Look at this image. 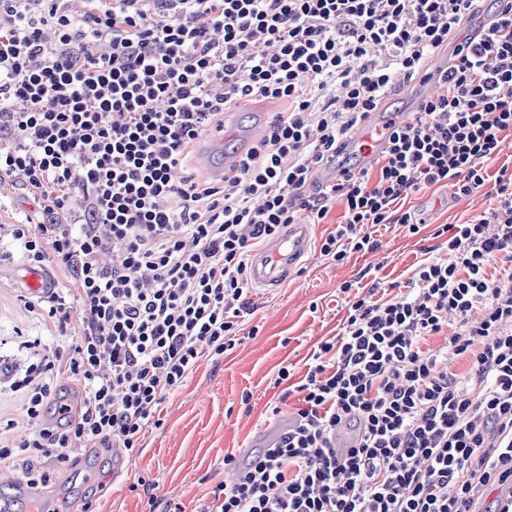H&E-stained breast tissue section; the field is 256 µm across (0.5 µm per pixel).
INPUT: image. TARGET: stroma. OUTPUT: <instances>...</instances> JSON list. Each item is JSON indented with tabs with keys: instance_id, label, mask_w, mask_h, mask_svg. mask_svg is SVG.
Masks as SVG:
<instances>
[{
	"instance_id": "35a3bbf8",
	"label": "stroma",
	"mask_w": 512,
	"mask_h": 512,
	"mask_svg": "<svg viewBox=\"0 0 512 512\" xmlns=\"http://www.w3.org/2000/svg\"><path fill=\"white\" fill-rule=\"evenodd\" d=\"M284 109L283 103L260 100L225 113V150L240 137L261 138L272 114ZM496 204L490 185L468 197L455 195L449 186L420 188L403 202L404 209L423 219L419 234L395 224L380 226L374 234L376 251L355 253L337 264L314 249L281 288L251 287L239 342L224 357L200 359L197 371L161 404V424L148 428L140 450L123 457L108 448L85 450L74 467L38 487L0 467V512H85L89 507L94 512H165L169 503L197 512L213 486L234 476L224 466L225 454L247 462L263 448L280 414L294 412L297 401L284 397L278 371L286 366L303 376L315 348L341 333L348 302L341 285L356 280L366 287L378 282L405 288L425 250L446 253L441 225L468 222ZM25 218L43 223L40 205L20 184L0 183V225ZM27 265L10 237L0 238V337L49 338L68 347L69 339L57 336L28 303L30 290L21 280ZM141 478L154 485L155 508H148L136 487Z\"/></svg>"
}]
</instances>
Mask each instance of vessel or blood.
Instances as JSON below:
<instances>
[{"instance_id": "obj_1", "label": "vessel or blood", "mask_w": 512, "mask_h": 512, "mask_svg": "<svg viewBox=\"0 0 512 512\" xmlns=\"http://www.w3.org/2000/svg\"><path fill=\"white\" fill-rule=\"evenodd\" d=\"M236 162V155L229 152L217 159L211 154H203L198 175L209 183L223 180L225 174L234 170ZM309 248L308 225H287L280 236L272 239L262 251L252 255L249 264L251 280L262 288L279 287L302 265Z\"/></svg>"}]
</instances>
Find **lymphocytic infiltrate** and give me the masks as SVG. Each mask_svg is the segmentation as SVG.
I'll list each match as a JSON object with an SVG mask.
<instances>
[{
  "label": "lymphocytic infiltrate",
  "mask_w": 512,
  "mask_h": 512,
  "mask_svg": "<svg viewBox=\"0 0 512 512\" xmlns=\"http://www.w3.org/2000/svg\"><path fill=\"white\" fill-rule=\"evenodd\" d=\"M495 3L461 37L477 0H0V181L19 180L47 219L9 233L80 285L36 298L71 351L32 341L11 388L24 418L57 422L20 442L0 426V466L44 485L112 437L138 448L202 354L235 346L248 254L285 225L340 202L320 252L341 263L375 248L372 227L418 234L400 202L421 186L479 192L512 132V0ZM446 49L438 92L388 121L381 156L347 160L351 131ZM256 100L287 109L236 172L219 186L185 173L199 137ZM329 158L340 177L312 189ZM495 187L497 207L443 225L447 258H424L405 293L343 283L345 331L294 383L291 427L245 465L225 456L242 474L199 512H512V496L483 501L512 484V272H489L512 263V175ZM430 336L443 344L424 349ZM62 367L79 403L54 384Z\"/></svg>",
  "instance_id": "1"
}]
</instances>
